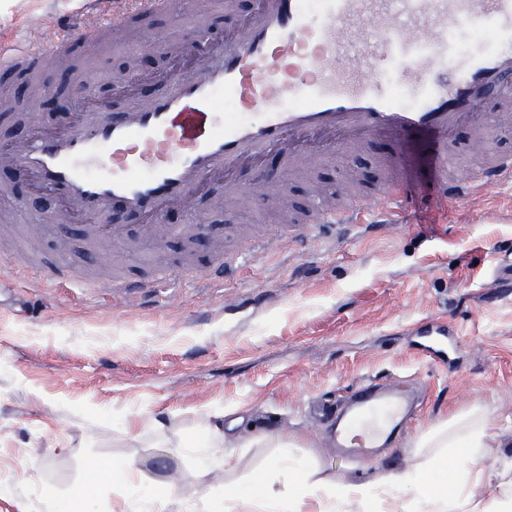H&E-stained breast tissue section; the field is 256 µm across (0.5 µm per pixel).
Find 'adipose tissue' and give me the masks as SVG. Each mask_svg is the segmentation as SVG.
<instances>
[{
	"label": "adipose tissue",
	"mask_w": 512,
	"mask_h": 512,
	"mask_svg": "<svg viewBox=\"0 0 512 512\" xmlns=\"http://www.w3.org/2000/svg\"><path fill=\"white\" fill-rule=\"evenodd\" d=\"M498 420L488 410L473 406L452 414L424 432L416 441L421 459L415 470L388 472L374 483H342L325 475L316 459L293 454L294 440L284 434L256 440L259 448L276 453L269 475L226 485L225 512H307L318 504L322 512H342L356 502L362 512H381L382 502L402 501L405 512H512V461L499 473H490L486 450L498 438ZM148 433L156 436L159 453H189L203 473L224 470V429L214 425L191 438H173L164 419H152Z\"/></svg>",
	"instance_id": "ef3b65f1"
}]
</instances>
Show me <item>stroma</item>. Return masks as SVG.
Listing matches in <instances>:
<instances>
[{
    "instance_id": "stroma-1",
    "label": "stroma",
    "mask_w": 512,
    "mask_h": 512,
    "mask_svg": "<svg viewBox=\"0 0 512 512\" xmlns=\"http://www.w3.org/2000/svg\"><path fill=\"white\" fill-rule=\"evenodd\" d=\"M201 2L169 0L166 11L133 19L117 43L104 32L70 44L43 68L38 89L79 81L115 110L125 103L116 86L127 72L162 90L156 76L172 65L165 48L185 41ZM74 7L0 0V47L50 42ZM392 148L379 141L294 172L269 159L242 178L273 180L277 195L233 205L199 199L205 239L129 251L125 270L135 278L188 249L202 270L218 241L235 262L241 228L282 225L286 212L309 207L317 186L371 189L381 178L378 158ZM2 185L18 207L14 235H34L59 273L90 266L80 227L47 222L55 197L34 198L4 168ZM14 235L0 231V512H78L70 491L85 483L94 512H120L130 487L90 482L85 458L116 469L145 458L148 477L159 478L146 424L161 417L185 434L210 425L218 408L232 469L204 476L182 459L166 512L190 504L219 512L225 483L264 472L266 451L251 442L266 434L294 437L299 454L357 483L413 466L416 438L474 405L493 411L503 444L512 443V182L412 209L392 224L338 226L313 246L292 236L248 258L223 286L187 280L150 298L45 281L17 259ZM436 326L451 332L439 354L423 334ZM394 380L407 381L417 399L402 434L370 460L337 454L313 407Z\"/></svg>"
}]
</instances>
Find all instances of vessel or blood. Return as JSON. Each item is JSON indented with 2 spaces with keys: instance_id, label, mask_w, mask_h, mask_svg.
Returning <instances> with one entry per match:
<instances>
[{
  "instance_id": "b4317fda",
  "label": "vessel or blood",
  "mask_w": 512,
  "mask_h": 512,
  "mask_svg": "<svg viewBox=\"0 0 512 512\" xmlns=\"http://www.w3.org/2000/svg\"><path fill=\"white\" fill-rule=\"evenodd\" d=\"M165 0H122L102 26L124 28L137 15L163 8ZM488 33L489 49L463 52L449 33ZM50 49L38 43L0 51V73L21 63L38 65ZM137 74L119 90L130 103L115 112H97L89 98L69 125L43 129L30 114L29 135L11 141L0 165L30 180L38 190L58 196L82 223L95 245V265L107 270L96 281L72 271L69 284L104 292L126 288L121 258L101 249L109 241L129 245L126 225L112 221L120 211L139 224L146 241L201 235V226L170 224L173 208H191L195 197L222 185L235 200L267 195V180L242 182L243 170L276 156L288 169L316 167L339 149L358 151L378 138L393 142L384 156L389 173L398 172L403 148L423 133L434 137L435 174L430 195L442 201L467 199L512 180V156L495 152L496 132L512 128V0H256L251 14L213 46L195 71L181 68L167 77L168 89L133 96ZM407 87L414 106L394 101V85ZM234 96L237 114L219 101ZM491 109L493 123L483 121ZM470 130V152L486 158L484 167L457 165L448 143ZM406 189L400 181L381 183L367 196L341 203L315 202L303 228L306 236L327 224H360L378 214L382 223L402 213ZM249 250L266 254L280 237L244 229ZM191 278V271H183ZM155 267L137 282L140 295L179 276ZM412 398L394 385L358 387L340 411H329L336 425L338 452L373 454L388 430L406 420Z\"/></svg>"
}]
</instances>
